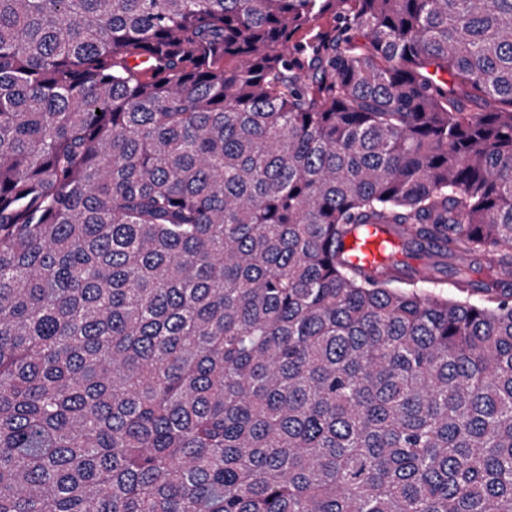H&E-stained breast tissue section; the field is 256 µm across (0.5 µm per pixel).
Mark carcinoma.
I'll use <instances>...</instances> for the list:
<instances>
[{"instance_id":"1","label":"carcinoma","mask_w":512,"mask_h":512,"mask_svg":"<svg viewBox=\"0 0 512 512\" xmlns=\"http://www.w3.org/2000/svg\"><path fill=\"white\" fill-rule=\"evenodd\" d=\"M506 277L512 0H0V512H512ZM397 245V238L384 229L369 225L358 235L347 239L344 250L350 260L366 268L385 264Z\"/></svg>"}]
</instances>
